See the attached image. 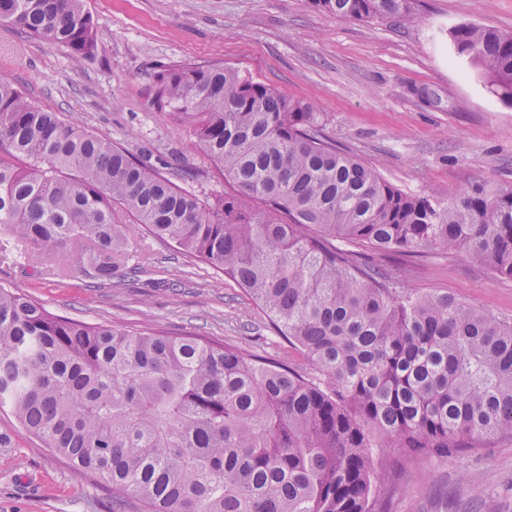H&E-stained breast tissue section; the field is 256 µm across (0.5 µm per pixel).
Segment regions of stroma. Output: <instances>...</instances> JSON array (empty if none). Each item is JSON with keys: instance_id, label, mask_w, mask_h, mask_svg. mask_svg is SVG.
Returning <instances> with one entry per match:
<instances>
[{"instance_id": "obj_1", "label": "stroma", "mask_w": 512, "mask_h": 512, "mask_svg": "<svg viewBox=\"0 0 512 512\" xmlns=\"http://www.w3.org/2000/svg\"><path fill=\"white\" fill-rule=\"evenodd\" d=\"M97 32L93 56L0 25V75L39 108L155 166L179 157L202 178L196 194L223 180L188 128L154 103L155 78L181 61L220 63L293 100L313 103L322 134L409 194L484 182L512 188V108L457 57L445 32L462 21L512 31V0H415L414 20L341 21L310 0H83ZM429 86L423 105L411 85ZM132 246L111 281L87 277L78 262L63 279L26 257L0 262V287L18 288L56 314L139 333L192 334L306 369L264 328L250 297L172 244L132 228ZM411 287L444 289L480 310L512 318V279L465 251H433L408 267ZM390 473L389 512H512V437L498 435L442 461L392 449L375 462ZM0 512H113L111 491L24 430L0 409Z\"/></svg>"}]
</instances>
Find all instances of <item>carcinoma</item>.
<instances>
[{
    "label": "carcinoma",
    "mask_w": 512,
    "mask_h": 512,
    "mask_svg": "<svg viewBox=\"0 0 512 512\" xmlns=\"http://www.w3.org/2000/svg\"><path fill=\"white\" fill-rule=\"evenodd\" d=\"M311 3L414 17V0ZM0 24L77 61L96 50L83 0H0ZM448 43L512 107V32L460 22ZM155 103L231 190L189 191L0 76V231L30 258L80 246L109 281L138 224L235 281L312 371L70 319L0 287L1 408L136 512H387L374 457L449 459L512 435V321L354 251L464 250L512 279V189L410 195L324 138L312 104L220 64L165 67Z\"/></svg>",
    "instance_id": "cac0c4a2"
}]
</instances>
